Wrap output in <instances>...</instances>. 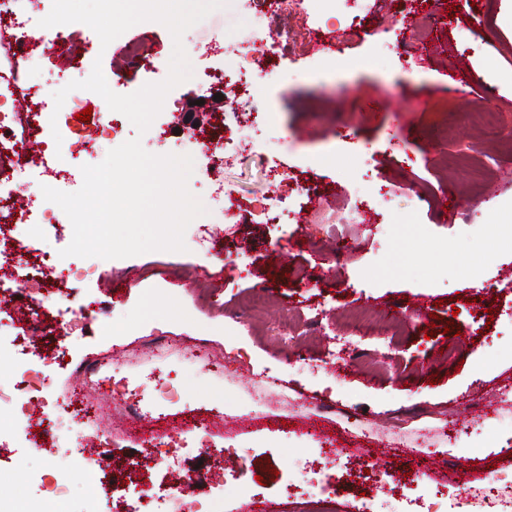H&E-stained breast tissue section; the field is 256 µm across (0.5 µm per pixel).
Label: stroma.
Wrapping results in <instances>:
<instances>
[{"instance_id": "35a3bbf8", "label": "stroma", "mask_w": 512, "mask_h": 512, "mask_svg": "<svg viewBox=\"0 0 512 512\" xmlns=\"http://www.w3.org/2000/svg\"><path fill=\"white\" fill-rule=\"evenodd\" d=\"M453 14L440 28L437 17ZM294 57L270 58L255 43V23L232 5L213 11L182 38L193 70L224 67L214 44L250 47L253 86L233 99L247 123L272 113L259 146L242 140L224 167V185L240 202L282 198L289 216L235 221L210 203L212 180L201 146L168 133L166 146L131 123L103 141L99 154L71 157L95 126L79 121L96 105L80 90L78 105L58 116L67 182L35 177L30 187L77 191L82 166L140 138L152 154L191 155L188 188L207 212L184 235L185 251L95 259L93 277L71 284L73 303L98 312L73 330L68 359L46 366L58 393L81 392L88 405L110 408L88 419L101 431L99 463L107 476L152 459L156 476L195 477L187 512H433L436 501L481 488L490 473L512 480V249L487 252L499 207L512 204V148L460 113L491 109L512 116V0H308L289 17ZM169 63L174 43L158 22H142L112 41L104 76L123 68L115 91L130 94L164 73L145 75L126 55ZM465 74L468 92L448 95L450 77ZM395 192L382 202L373 187ZM322 196L356 242L342 250L314 223L309 199ZM467 207L443 208V196ZM362 197L371 221L351 205ZM484 274L472 285V268ZM321 272L317 286L304 275ZM398 305L393 326L354 324L341 308ZM435 314L420 322L416 313ZM317 317L308 331L305 318ZM226 366L193 357L197 345ZM54 334L13 341L0 336V502L47 506L38 478L69 483L66 512L88 494L76 462L85 451L52 401L39 412L54 448H29L18 422L27 414L17 390L19 363H40ZM94 360L98 374L76 373ZM178 400L157 402L168 381ZM224 415L208 454L133 446L129 434L153 426L194 434L208 410ZM338 480L325 502L312 503L323 466ZM411 473L415 490L398 488Z\"/></svg>"}]
</instances>
